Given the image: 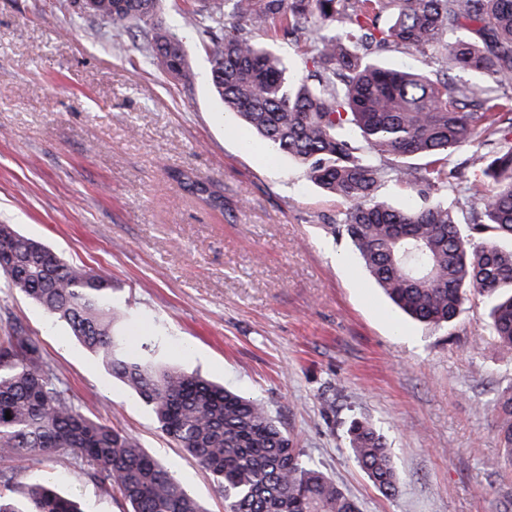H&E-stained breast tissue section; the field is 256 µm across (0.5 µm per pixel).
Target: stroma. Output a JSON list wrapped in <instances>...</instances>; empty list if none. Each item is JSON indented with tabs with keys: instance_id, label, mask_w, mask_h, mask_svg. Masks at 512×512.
<instances>
[{
	"instance_id": "stroma-1",
	"label": "stroma",
	"mask_w": 512,
	"mask_h": 512,
	"mask_svg": "<svg viewBox=\"0 0 512 512\" xmlns=\"http://www.w3.org/2000/svg\"><path fill=\"white\" fill-rule=\"evenodd\" d=\"M182 6L161 0L160 15L183 40L190 85L70 0H0V224L109 277L122 333L159 337L165 362L263 403L361 512H512L496 405L512 361L488 300L469 298L436 327L395 309L333 231L343 203L222 120ZM186 168L221 185L223 211L182 190L172 174ZM17 321L76 409L134 437L206 512H225L139 397L0 276V336ZM354 418L383 435L395 496L354 463ZM7 467L24 483L51 478L84 512H129L72 459Z\"/></svg>"
}]
</instances>
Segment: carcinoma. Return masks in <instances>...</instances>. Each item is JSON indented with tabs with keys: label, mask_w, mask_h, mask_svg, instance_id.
Masks as SVG:
<instances>
[{
	"label": "carcinoma",
	"mask_w": 512,
	"mask_h": 512,
	"mask_svg": "<svg viewBox=\"0 0 512 512\" xmlns=\"http://www.w3.org/2000/svg\"><path fill=\"white\" fill-rule=\"evenodd\" d=\"M94 17L184 85L195 73L183 41L162 21L159 0H101ZM210 60L209 83L224 111L293 158L308 180L345 204L333 230L391 302L427 325L453 322L472 295L490 300V327L512 359V0H205L182 16ZM292 40L298 73L255 32ZM395 47L436 59L430 72L373 57ZM474 82L456 83L452 70ZM479 178L448 157L479 137ZM183 190L224 210L211 182L181 170ZM388 183L414 198L442 188L450 204L378 200ZM468 208L471 220L460 213ZM0 272L10 287L75 336L149 407L161 430L224 494L226 512H360L357 502L273 421L260 402L173 365L160 366L153 336L115 334L112 282L64 261L42 242L0 224ZM498 435L512 461V389L498 397ZM11 418H6V415ZM356 464L385 495L398 478L383 436L351 421ZM74 459L117 490L131 512H205L173 472L124 431L69 401L39 341L16 325L0 336V458ZM0 512H81L55 484H29L20 499L0 490Z\"/></svg>",
	"instance_id": "1"
}]
</instances>
